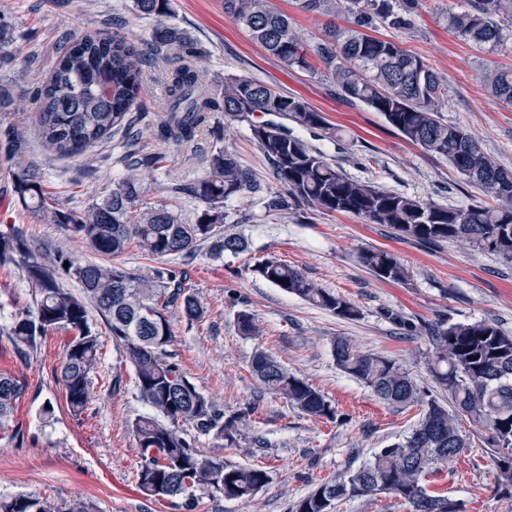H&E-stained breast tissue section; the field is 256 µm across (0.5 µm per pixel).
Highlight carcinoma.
<instances>
[{
    "label": "carcinoma",
    "mask_w": 512,
    "mask_h": 512,
    "mask_svg": "<svg viewBox=\"0 0 512 512\" xmlns=\"http://www.w3.org/2000/svg\"><path fill=\"white\" fill-rule=\"evenodd\" d=\"M293 5L304 14L325 18L319 37L303 40L293 19L273 0H224V13L285 67L320 70L340 99L363 103L383 115L402 137L447 160L493 203L448 207L350 178L325 152L292 135L285 125L266 120L251 125V133L282 186L281 192L267 198L266 212L286 214L305 208L351 214L367 224L386 226L403 239L460 242L512 262V169L485 153L468 130L444 121L441 111L447 104L448 83L423 56L392 36L370 35L380 27H410L420 0H293ZM132 10L155 22V50L173 49L179 59L167 79L168 107L154 132L157 139L189 142L206 128L220 141L223 136L220 127L211 124L212 113L243 122L259 112L317 130L330 142L342 141L339 131L303 97L282 93L270 84L228 75L221 95L206 92L197 47L179 27L168 23L172 0H132ZM447 21L458 38L494 53L505 46L503 23H512V0H466V8L448 15ZM16 42L9 15L0 11V60L14 57ZM148 63L147 49L132 36L91 30L64 39L55 66L37 83L29 104L16 101L10 85L0 82V112H34L35 133L49 153L78 156L118 134L126 141L124 175L106 195L83 210H73L58 207L46 192L24 132L16 128L7 132L6 150L19 203L110 261L80 263L60 250L49 265L12 225L0 228V267H21L35 288L34 309L14 314L6 334L21 352L38 349L52 333L69 334L57 378L77 416L89 404L101 348L99 332L89 321L90 311L96 310L112 341L123 347L125 363L134 369L139 397L156 411L131 423L141 451L138 490L166 500L188 499L195 490L206 488L229 500L247 501L269 483L268 471L262 466L228 464L204 452L185 426L233 448L243 438L253 408L224 412L168 353L175 340L169 312L178 310L194 325L204 321L206 310L186 273L166 267L142 272L127 267L121 256L133 241L153 258H188L205 243L216 259L228 252H244L247 240L224 231V204L257 189V184L237 155L221 147L212 155L205 177L173 188V194L187 191L203 204L194 222H186L173 201L148 196L145 177L166 161L164 153L144 141L143 115L136 113ZM486 88L496 100L512 105V67L489 71ZM357 261L384 282L405 283L409 278L407 266L386 250L363 247ZM249 270L341 319L361 317L359 307L348 298L318 287L285 261L265 258ZM64 279L76 281L79 292L64 287ZM236 326L246 337L261 333L246 310L238 312ZM429 340L431 376L447 394L446 404L395 359L361 351L345 337L333 341L342 372L389 405L419 406L422 417L402 440L380 449L359 468L319 483L296 502L293 512H334L339 500L382 493L404 501L410 512H463L461 503L429 486V475L448 469V462L463 459L471 447L470 435L460 429L462 417L485 435L498 481L512 483V333L492 321L442 319ZM250 368L264 390L281 395L291 406L315 418L339 419L336 406L321 389L288 372L268 353L257 351ZM26 389L13 375L0 373V429L12 423ZM0 512H92V505L83 500L56 503L29 493L1 497Z\"/></svg>",
    "instance_id": "carcinoma-1"
}]
</instances>
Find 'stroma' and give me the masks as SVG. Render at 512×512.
Segmentation results:
<instances>
[{
    "instance_id": "1",
    "label": "stroma",
    "mask_w": 512,
    "mask_h": 512,
    "mask_svg": "<svg viewBox=\"0 0 512 512\" xmlns=\"http://www.w3.org/2000/svg\"><path fill=\"white\" fill-rule=\"evenodd\" d=\"M173 6L175 23L199 49V64L207 71L212 93L221 92L225 76L241 75L302 96L339 128L343 140L335 146L298 127L294 135L326 151L348 177L450 207L485 201L482 190L467 183L447 161L405 140L379 113L336 98L322 77L287 69L253 43L225 15L224 0H173ZM464 6L465 0H423L412 26L394 36L447 79L444 120L472 131L485 152L512 168V106L492 98L485 85L487 62L512 66V49L491 55L456 38L445 17ZM131 7V0H0V10L13 19L20 48L14 61L0 69V78L15 95L30 97L38 77L47 76L57 43L66 33L119 29L150 43L152 22L137 18ZM174 60L173 54L156 53L145 68L141 108L150 124H157L165 113L167 74ZM215 118L224 125L223 141L205 130L189 143L151 141L152 149L168 156L153 174L151 196L163 199L169 184L201 178L216 145H224L261 186L260 192L242 193L225 206L227 227L246 238L247 251L214 260L204 246L186 263L172 256L156 260L132 246L123 260L143 271L156 265L188 270L207 316L191 327L180 312H170L173 359L225 410L254 408L238 447H225L223 441L201 434L196 445L231 464L265 467L269 484L247 504L202 489L188 505L179 498L158 501L136 491L140 450L129 425L151 409L138 396L132 368L121 363V347L113 343L98 313H91L101 341L93 372L94 398L81 416L72 415L56 380L65 333L48 335L27 355L18 353L5 334L12 315L33 309L35 297L24 270L11 266L0 267V372L20 379L27 391L10 430H0V497L35 493L55 501L80 498L90 502L94 512H291L317 484L360 467L410 433L419 419L418 408L395 410L340 371L332 351L336 337H348L361 350L406 364L429 387L431 345L425 326L442 319H485L512 332V263L456 242L407 241L387 227L349 214H267L263 198L279 191L280 184L248 123L226 119L220 112ZM29 146L47 191L64 208L88 206L123 173L119 159L124 148L118 136L68 158L47 154L34 138ZM12 188L10 163L0 150V203L7 204L10 224L28 237L35 252L48 262L60 249L81 262H104V255L69 239L61 226L42 223L22 207ZM365 246L398 255L410 270L409 281L387 283L370 274L356 258ZM269 256L295 265L320 287L352 300L361 317L341 319L253 277L249 264ZM242 310L258 319V338L239 335L235 317ZM396 314L401 317L397 323L392 320ZM259 350L269 351L290 372L319 387L342 420L310 417L280 396L262 392L249 370ZM256 436L263 446L253 444ZM434 486L461 503L464 512H512V485L497 481L494 460L480 434H473L464 461L436 475Z\"/></svg>"
}]
</instances>
